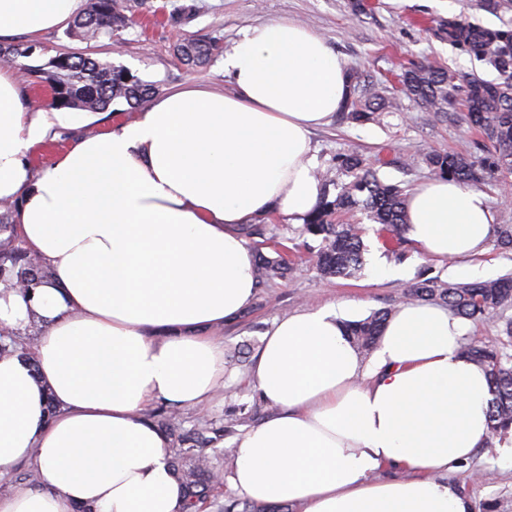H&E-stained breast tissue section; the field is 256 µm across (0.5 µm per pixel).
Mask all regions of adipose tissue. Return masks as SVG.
Instances as JSON below:
<instances>
[{
    "instance_id": "obj_1",
    "label": "adipose tissue",
    "mask_w": 512,
    "mask_h": 512,
    "mask_svg": "<svg viewBox=\"0 0 512 512\" xmlns=\"http://www.w3.org/2000/svg\"><path fill=\"white\" fill-rule=\"evenodd\" d=\"M82 4L0 0V39L55 28ZM224 73L232 92L173 90L36 172L29 156L62 115L25 111L0 70V201L16 205L41 272L26 290L0 284V328L39 329L32 351L0 357V476L39 474L0 496V512H181L169 439L144 410L194 409L223 390L216 331L257 292L240 227L313 211L311 133L348 92L336 54L286 20L245 28ZM407 222L464 276L496 214L482 192L437 177L409 193ZM345 320L304 310L266 333L251 378L277 411L240 439L233 488L301 512H472L445 478L490 430L489 374L461 353L468 323L432 302L401 306L365 360Z\"/></svg>"
}]
</instances>
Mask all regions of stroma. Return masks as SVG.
<instances>
[{"instance_id":"obj_1","label":"stroma","mask_w":512,"mask_h":512,"mask_svg":"<svg viewBox=\"0 0 512 512\" xmlns=\"http://www.w3.org/2000/svg\"><path fill=\"white\" fill-rule=\"evenodd\" d=\"M135 25L120 31L114 39L81 41L70 38L67 27L39 36L15 34L12 43L34 44L29 66H38L61 53H82L101 62L125 69L151 85L155 96L171 90L199 85L231 91L224 77V57L216 55L202 67L185 64L177 53L182 37L214 40L229 47L246 27L283 19L313 27L328 47L345 61L348 70L368 76L371 89L397 100L399 107L381 113L375 120L353 123L342 115L316 131L319 172L335 169L336 160L359 150L376 161L377 174L387 183L406 190L431 179L426 163L434 150H470L488 156L491 146L466 123L434 120L429 112L401 92L398 77L404 68L435 60L457 77L497 80V72L484 60L460 49L447 35L449 21H459L488 30L512 29V5L491 12L480 0H134ZM109 116L91 117L84 126L58 128L56 138L47 139L30 157L34 169L52 165L72 139L106 128L112 121L128 122L137 113L124 100H114ZM338 223L357 224L364 230V265L353 278H325L311 262H299L285 280H274L258 289L252 305L224 328L227 364L224 392L198 408L180 411L185 426L202 419H222L244 404L250 417L234 426L224 445L237 447L241 435L273 413V405L262 400L254 388L248 362L237 360L239 352L256 356L264 334L278 319L298 311L357 302L351 320H361L384 308L407 304L404 282L375 279V261L406 268L410 276L421 270L444 281H456L451 264L430 257L413 240H405L402 257L388 254L376 233V226L364 212L342 213ZM449 482L474 503V512H512V458L498 448H480L473 461L449 474Z\"/></svg>"}]
</instances>
